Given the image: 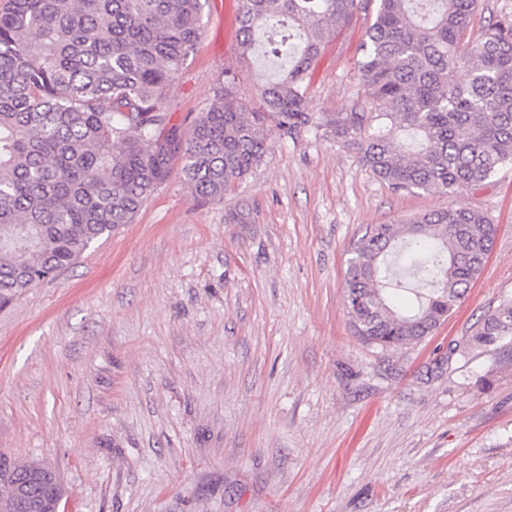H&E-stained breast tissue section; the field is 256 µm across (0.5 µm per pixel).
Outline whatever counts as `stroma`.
I'll return each instance as SVG.
<instances>
[{"label": "stroma", "instance_id": "stroma-1", "mask_svg": "<svg viewBox=\"0 0 512 512\" xmlns=\"http://www.w3.org/2000/svg\"><path fill=\"white\" fill-rule=\"evenodd\" d=\"M239 8L207 0L171 123L190 127L228 74L260 110ZM371 21L329 38L317 116L358 109ZM174 165L133 223L0 307V453L49 463L60 512H512V342L468 345L512 300V164L460 200L396 192L324 128L273 126L223 201ZM459 201L497 226L464 300L420 344L362 343L353 241Z\"/></svg>", "mask_w": 512, "mask_h": 512}]
</instances>
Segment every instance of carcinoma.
I'll use <instances>...</instances> for the list:
<instances>
[{
	"label": "carcinoma",
	"instance_id": "carcinoma-1",
	"mask_svg": "<svg viewBox=\"0 0 512 512\" xmlns=\"http://www.w3.org/2000/svg\"><path fill=\"white\" fill-rule=\"evenodd\" d=\"M242 59L278 64L262 111L220 84L190 128L169 94L201 39L206 0H9L0 10V305L130 224L177 159L196 197L224 193L268 150V124L316 125L357 141L363 166L396 192L456 197L512 163V15L467 40L478 0H240ZM361 110H308V79L329 35L356 13ZM496 225L463 204L377 224L351 247L352 333L399 348L433 335L480 275ZM512 336V301L469 345ZM33 463L0 454L20 478Z\"/></svg>",
	"mask_w": 512,
	"mask_h": 512
}]
</instances>
